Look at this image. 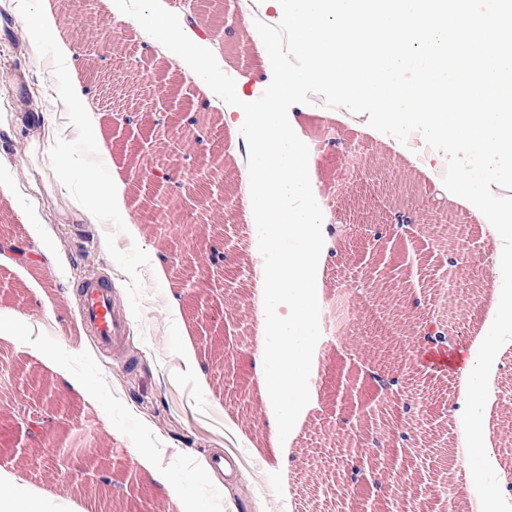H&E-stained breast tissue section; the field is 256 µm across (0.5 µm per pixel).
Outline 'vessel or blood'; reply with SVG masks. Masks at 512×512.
Returning <instances> with one entry per match:
<instances>
[{
    "mask_svg": "<svg viewBox=\"0 0 512 512\" xmlns=\"http://www.w3.org/2000/svg\"><path fill=\"white\" fill-rule=\"evenodd\" d=\"M79 298L86 331L96 338L103 354H112L123 342L125 324L122 315L112 306L111 282L85 278Z\"/></svg>",
    "mask_w": 512,
    "mask_h": 512,
    "instance_id": "1",
    "label": "vessel or blood"
}]
</instances>
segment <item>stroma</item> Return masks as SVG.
I'll return each mask as SVG.
<instances>
[{
    "mask_svg": "<svg viewBox=\"0 0 512 512\" xmlns=\"http://www.w3.org/2000/svg\"><path fill=\"white\" fill-rule=\"evenodd\" d=\"M49 28L32 54L28 18ZM210 30L203 41L241 92L260 89L269 77L266 49L234 21L198 13ZM84 29V40L72 38ZM113 0H0V243L25 254L0 253V312L24 313L41 330V354H30L21 334L0 335V469L15 475L24 512L36 492L72 503L77 512H329L314 495L330 476L340 439L363 455L374 447L360 422L377 395L371 371L407 372L409 393L424 411L396 419L410 434L404 458L429 454L430 480L384 472L377 488L350 486L356 503L370 496L396 499L401 512H444L436 491L447 482L445 449L458 445L463 426L459 370L439 371L421 357L422 323L447 326L452 352L468 353L488 326L497 260L490 233L460 199L445 208L461 222L435 227L431 199L445 161L437 152L415 154L386 143V136L337 111L306 104L291 108L307 143L309 176L327 214L319 304H331L336 335L317 343L310 384L317 407L287 440L270 434L254 376L260 325L254 314L256 253L246 239L254 218L241 184L242 136L231 134L223 102L206 101L190 67H171L162 46ZM75 51V69L55 66L61 51ZM93 115L94 138L70 124L69 115ZM49 113L41 123L40 113ZM148 140L152 153L137 150ZM83 154L87 166L60 178L48 153ZM174 181L170 223L149 222L160 196L156 170ZM127 186L121 205L128 223H98L71 195L86 174ZM47 242L56 266L35 254ZM220 248L238 274L236 288L215 282L210 263ZM160 252L161 265L151 264ZM112 280L115 303L128 319V346L105 359L81 321L73 288L84 273ZM234 357L235 382L221 361ZM494 402L483 417L494 448L493 467L512 476V341L499 350L490 374ZM42 416L32 437L18 411ZM146 449L145 458L133 451ZM71 457L68 469L56 458ZM233 456L225 475L213 454ZM107 470L111 490L96 485ZM171 476L172 485L155 473Z\"/></svg>",
    "mask_w": 512,
    "mask_h": 512,
    "instance_id": "35a3bbf8",
    "label": "stroma"
}]
</instances>
